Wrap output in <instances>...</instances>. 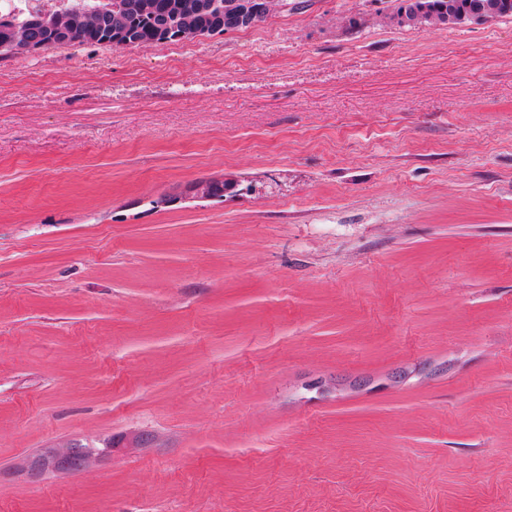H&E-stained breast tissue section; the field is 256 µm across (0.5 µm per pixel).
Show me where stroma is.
Instances as JSON below:
<instances>
[{
	"mask_svg": "<svg viewBox=\"0 0 512 512\" xmlns=\"http://www.w3.org/2000/svg\"><path fill=\"white\" fill-rule=\"evenodd\" d=\"M399 2L0 59V512H512V18ZM477 10L480 13H476ZM398 16L407 25L426 21L446 25L466 20L484 21L512 17V0H401ZM116 448L114 438L101 442L73 443L61 448H45L27 459L25 468L37 478L45 474L68 473L85 468L93 460H102Z\"/></svg>",
	"mask_w": 512,
	"mask_h": 512,
	"instance_id": "obj_1",
	"label": "stroma"
}]
</instances>
